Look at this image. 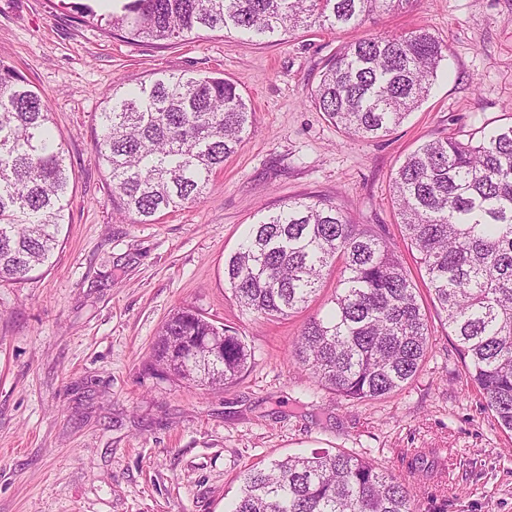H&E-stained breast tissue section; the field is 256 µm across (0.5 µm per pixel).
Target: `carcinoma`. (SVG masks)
Returning a JSON list of instances; mask_svg holds the SVG:
<instances>
[{
    "mask_svg": "<svg viewBox=\"0 0 512 512\" xmlns=\"http://www.w3.org/2000/svg\"><path fill=\"white\" fill-rule=\"evenodd\" d=\"M409 0H112L80 13L132 40L203 30L272 39L303 27L361 25ZM446 46L429 30L358 37L328 60L311 98L346 134L390 135L428 97ZM49 109L0 61V280L26 281L50 260L71 172L48 135ZM94 160L112 202L139 224L202 201L211 176L252 134V110L221 76L158 75L113 93L100 112ZM403 236L432 301L458 342L471 382L512 432V125L477 140L444 136L406 156L392 180ZM341 263L330 310L291 350L322 386L353 400L390 394L426 359L429 327L416 287L389 240L322 200L293 199L261 215L224 261V282L259 318L287 317ZM251 350L238 332L190 308L161 326L155 362L211 389L238 379ZM231 512H416L398 476L343 452L273 460L246 473Z\"/></svg>",
    "mask_w": 512,
    "mask_h": 512,
    "instance_id": "1",
    "label": "carcinoma"
}]
</instances>
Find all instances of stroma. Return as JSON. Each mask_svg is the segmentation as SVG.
Returning <instances> with one entry per match:
<instances>
[{
	"mask_svg": "<svg viewBox=\"0 0 512 512\" xmlns=\"http://www.w3.org/2000/svg\"><path fill=\"white\" fill-rule=\"evenodd\" d=\"M81 0H0V61L47 102L72 172L60 243L22 284L0 281V512H227L252 467L323 449L399 476L418 512H512V435L470 382L457 339L401 232L392 178L423 141L512 124V0H412L359 29H298L278 41L227 33L123 42L83 21ZM424 27L447 47L429 97L389 136L340 132L312 88L343 44ZM223 74L254 132L206 198L136 224L95 161L113 90L154 74ZM327 200L382 228L426 309L430 349L402 389L352 401L289 351L330 305L338 269L302 312L263 320L224 284V260L261 214ZM189 307L243 336L252 358L213 391L153 364L163 322ZM424 457L409 470L407 455Z\"/></svg>",
	"mask_w": 512,
	"mask_h": 512,
	"instance_id": "stroma-1",
	"label": "stroma"
}]
</instances>
